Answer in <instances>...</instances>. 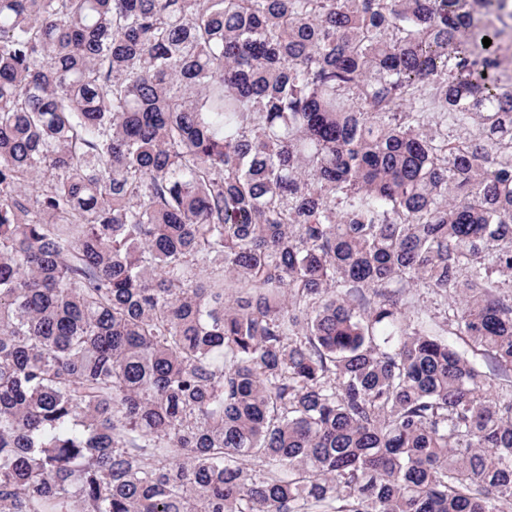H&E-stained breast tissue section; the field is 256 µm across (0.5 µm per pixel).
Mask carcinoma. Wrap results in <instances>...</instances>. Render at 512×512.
<instances>
[{
	"instance_id": "cac0c4a2",
	"label": "carcinoma",
	"mask_w": 512,
	"mask_h": 512,
	"mask_svg": "<svg viewBox=\"0 0 512 512\" xmlns=\"http://www.w3.org/2000/svg\"><path fill=\"white\" fill-rule=\"evenodd\" d=\"M511 37L0 0V512H504Z\"/></svg>"
}]
</instances>
